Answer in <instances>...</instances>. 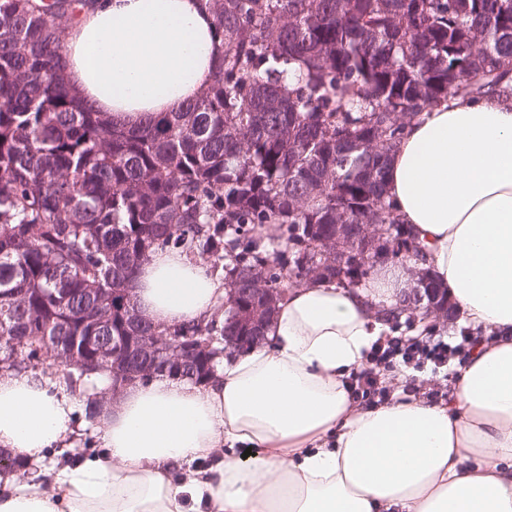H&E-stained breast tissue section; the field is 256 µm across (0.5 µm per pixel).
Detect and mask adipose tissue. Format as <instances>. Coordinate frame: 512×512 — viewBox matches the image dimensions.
Wrapping results in <instances>:
<instances>
[{"instance_id": "1", "label": "adipose tissue", "mask_w": 512, "mask_h": 512, "mask_svg": "<svg viewBox=\"0 0 512 512\" xmlns=\"http://www.w3.org/2000/svg\"><path fill=\"white\" fill-rule=\"evenodd\" d=\"M221 53L202 0H92L64 43L73 94L127 129L181 111ZM386 193L464 324L494 336L459 366L449 403L351 396L349 375L389 332L374 305L410 286L403 266L359 288L320 279L289 289L265 342L208 383L123 386L95 424L99 453L43 479L5 477L0 512H512V102L423 112ZM129 288L162 328L198 323L228 293L176 249L153 252ZM79 405L48 380L1 373L0 450L39 467Z\"/></svg>"}]
</instances>
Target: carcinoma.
Here are the masks:
<instances>
[{
	"label": "carcinoma",
	"mask_w": 512,
	"mask_h": 512,
	"mask_svg": "<svg viewBox=\"0 0 512 512\" xmlns=\"http://www.w3.org/2000/svg\"><path fill=\"white\" fill-rule=\"evenodd\" d=\"M89 3L0 0V371L55 365L69 390L94 377L69 364L75 337L158 333L118 313L155 250L231 288L253 271L301 284L310 242L338 224H384L390 260H411L385 193L406 126L451 99H512V0H205L224 48L211 82L126 130L67 85L60 21ZM347 264L348 285L373 269ZM241 302L169 332L222 351ZM107 394L87 398L88 421Z\"/></svg>",
	"instance_id": "obj_1"
}]
</instances>
